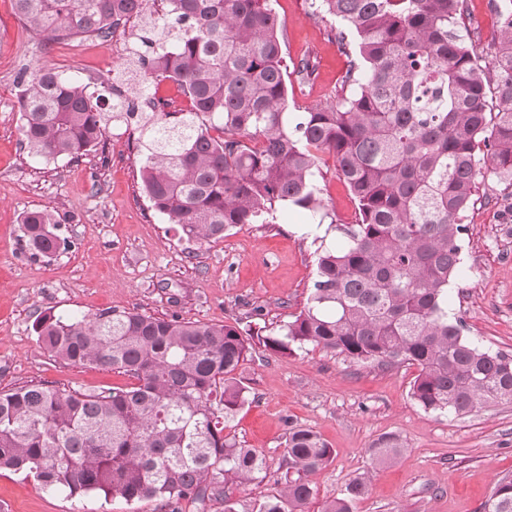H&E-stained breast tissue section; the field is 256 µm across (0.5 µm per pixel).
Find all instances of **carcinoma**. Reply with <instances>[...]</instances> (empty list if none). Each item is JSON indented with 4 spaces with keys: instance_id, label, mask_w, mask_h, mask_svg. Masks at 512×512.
Wrapping results in <instances>:
<instances>
[{
    "instance_id": "obj_1",
    "label": "carcinoma",
    "mask_w": 512,
    "mask_h": 512,
    "mask_svg": "<svg viewBox=\"0 0 512 512\" xmlns=\"http://www.w3.org/2000/svg\"><path fill=\"white\" fill-rule=\"evenodd\" d=\"M34 32L55 41L145 12L146 0H12ZM167 36H141L139 83L117 91L112 118L142 122L141 179L150 208L183 236L212 243L292 206L323 223L314 183L332 154L356 203V223L322 248L307 303L275 334L238 324L104 309L37 317V342L66 365L95 364L137 380L101 392L28 384L0 391V470L44 488L104 501L190 503L209 512L229 487L260 484L264 458L225 432L249 403L238 370L255 347L288 355L311 345L356 363L417 366L411 398L425 411L468 415L512 404V357L480 347L448 321V282L459 273L461 214L486 165L512 177V9L479 51L459 20L467 0H313L315 12L356 37L357 59L336 105L288 108L283 40L271 0H163ZM171 81L190 108L150 115L135 100ZM21 146L43 159H78L105 134L104 98L39 70L19 84ZM22 238L50 257L70 242L47 210L26 211ZM285 470L257 512H309L314 482L335 451L316 431L288 425ZM395 436L372 461L396 459ZM369 475L353 478L319 512H355ZM483 512H512L502 479Z\"/></svg>"
}]
</instances>
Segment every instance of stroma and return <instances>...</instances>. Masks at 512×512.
<instances>
[{"label": "stroma", "instance_id": "obj_1", "mask_svg": "<svg viewBox=\"0 0 512 512\" xmlns=\"http://www.w3.org/2000/svg\"><path fill=\"white\" fill-rule=\"evenodd\" d=\"M285 41L286 64L311 57V83L288 79V109L335 105L349 63L334 40L339 22L314 16L311 0H274ZM463 35L482 49L498 34L495 0H468ZM66 64L69 77L111 96L140 77L135 55L86 49L63 54L34 36L0 0V390L46 382L84 391L134 386L135 378L97 365L66 366L36 341L42 313L68 316L103 309L158 317L177 315L207 323L239 322L276 332L303 309L315 277V251L325 226L300 211L267 224H246L215 243L181 237L155 213L139 172L142 148L136 126L108 122L96 150L76 160L35 159L19 145V76ZM314 180L336 225L356 222V204L322 154ZM54 211L59 233L72 246L52 258L32 255L20 230L23 212ZM461 245L463 274L448 285V317L491 351L512 355V181L483 171L469 208ZM417 366L381 369L353 363L318 348L284 356L255 349L239 375L251 402L231 429L266 463L260 485L232 489L237 512H253L274 493L289 424L317 431L335 450L315 478L311 508L371 472L356 512H482L496 483L512 478V404H491L456 417L424 411L410 397ZM400 437L397 460L373 464L372 444ZM0 512H170L159 501L104 504L91 493L73 498L41 487L34 478L0 472Z\"/></svg>", "mask_w": 512, "mask_h": 512}]
</instances>
